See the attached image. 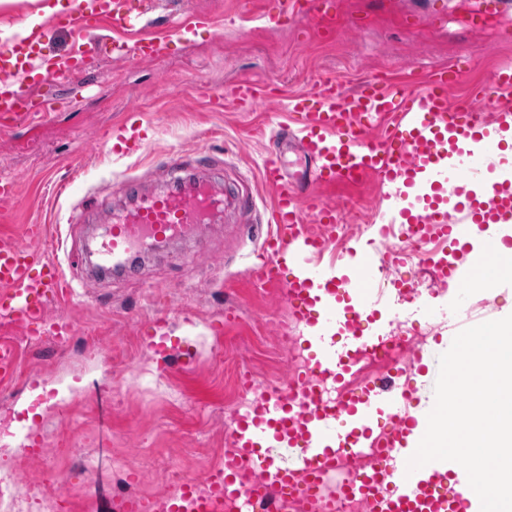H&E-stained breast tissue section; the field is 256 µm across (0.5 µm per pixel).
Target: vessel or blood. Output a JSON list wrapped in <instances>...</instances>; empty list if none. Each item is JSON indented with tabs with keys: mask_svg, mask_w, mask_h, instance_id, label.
<instances>
[{
	"mask_svg": "<svg viewBox=\"0 0 512 512\" xmlns=\"http://www.w3.org/2000/svg\"><path fill=\"white\" fill-rule=\"evenodd\" d=\"M322 0H280L274 20L280 25L322 23ZM146 13L145 0H80L76 10L56 16L29 34L14 36L0 46V129L30 120L42 112L31 91L47 82H68L102 57L153 61L164 56L172 42H189L208 16L196 15L172 27L170 33L134 36ZM111 29L112 40L99 38ZM78 31L81 43L62 52L61 34ZM460 75L451 67L431 69L423 80L403 73L374 76L349 92L333 79L320 81L300 93L268 106L264 90L251 80L234 84L224 96L249 112H286L299 131L294 145L311 164L296 178L284 176L276 161H267L263 182L271 189L272 225L263 240L257 271L259 282L278 291L295 318L307 325L318 346L303 373L285 387L256 389L250 412L230 426L234 464L225 467L216 498L234 500L242 512L253 501L280 497H317L336 469L340 449L379 447L377 465L339 481L336 494L354 497L367 512H481L479 498L462 492L467 482L463 467L434 461L416 471L405 462L414 453L427 424L405 406L415 391L405 385L390 391L372 385L361 392L331 395L353 365L355 355L383 344L382 336L367 333L373 314L370 283L380 264L395 261V250L363 253L354 274L337 278L310 265L342 222L341 211L329 193L357 187L367 179L381 185L389 221L380 225L388 239L393 224L407 225L422 243L460 233L462 225L512 223V173H502L485 198L474 187L495 150L486 132L485 114L490 91L512 93V62L491 73L490 88L468 98H453ZM142 120H134L112 142L113 154L137 153L144 137ZM174 176L162 187L126 184L124 204L97 212L100 231L90 249L104 273L133 274L131 258L145 243L162 245L190 230H203L224 209V185L209 165L185 167L169 156ZM459 221H450L449 212ZM317 223L312 232L308 223ZM44 224H27L20 235H0V317L22 324L31 334L63 343L71 321L52 313L50 304L71 297L74 287L60 264L48 258L37 243L47 234ZM348 306H340V298ZM349 335L352 351L336 354L327 338L334 330ZM387 429L374 434L378 417ZM295 453L297 464L281 465L276 449ZM215 498L200 496L186 486L168 499L162 512H213Z\"/></svg>",
	"mask_w": 512,
	"mask_h": 512,
	"instance_id": "obj_1",
	"label": "vessel or blood"
}]
</instances>
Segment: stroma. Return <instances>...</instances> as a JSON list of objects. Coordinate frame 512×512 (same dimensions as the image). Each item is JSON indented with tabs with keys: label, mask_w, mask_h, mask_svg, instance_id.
Here are the masks:
<instances>
[{
	"label": "stroma",
	"mask_w": 512,
	"mask_h": 512,
	"mask_svg": "<svg viewBox=\"0 0 512 512\" xmlns=\"http://www.w3.org/2000/svg\"><path fill=\"white\" fill-rule=\"evenodd\" d=\"M505 2V17L477 31L463 23L460 0H338L336 33L326 37L305 22H270L261 0H150L146 21L206 13L214 23L158 60H105L81 98L51 87L47 115L0 131V174L19 183L12 221L0 223V233L49 225V251L76 287L71 306L51 305L75 326L65 346L25 342L20 327L0 322V344L16 347L20 369L0 382V407L16 417L13 437L0 444V486L9 484L14 458L45 434L92 456L96 468L81 479L77 460L50 457L45 472L65 487L82 483L93 512H114L117 468L131 469L141 489L157 494L167 475L200 477L223 464L228 413L243 395L239 364L268 385L285 379L289 349L278 326L288 305L255 280L261 240L251 228L267 221L262 159H276L288 175L306 161L290 142L275 140L265 113L208 106L202 90L218 93L248 78L274 100L331 78L353 92L378 74L405 70L418 78L447 64L462 68L464 95L485 85L497 63L512 60V0ZM133 107L151 127L138 153L118 160L103 143ZM203 145L224 174V211L200 242L159 247L136 276L91 279L80 255L92 227L70 223L73 208L113 206V185L127 177L167 181L168 156L180 154L190 166ZM378 242L370 229L332 243L322 263L349 274ZM377 310L379 333L399 329L417 340L420 359L403 378L419 388L409 407L418 415L434 399L438 357L454 336L512 312V281L491 294L470 291L463 302L439 286L413 299L393 287Z\"/></svg>",
	"instance_id": "obj_1"
}]
</instances>
